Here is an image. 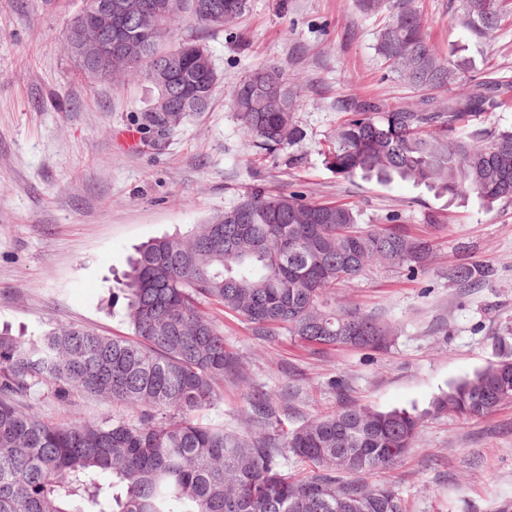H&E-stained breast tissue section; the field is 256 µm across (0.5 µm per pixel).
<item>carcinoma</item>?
<instances>
[{
    "mask_svg": "<svg viewBox=\"0 0 512 512\" xmlns=\"http://www.w3.org/2000/svg\"><path fill=\"white\" fill-rule=\"evenodd\" d=\"M485 2L461 0V6L477 33L491 39L512 0H497L490 18ZM188 3L197 22L212 29L247 8V0ZM360 6L369 16L388 13L376 51L400 80L417 88L444 89L455 78L470 85L437 112L369 99L346 105L325 157L330 170L384 185L411 181L489 206L511 201L512 128L487 135L479 119L512 105V84L473 75L464 58L442 59L415 0H360ZM171 21L159 17L146 32L112 15L109 64L80 58L74 19L67 48L90 79L122 71V57L136 54L134 73L152 82L153 56ZM189 44L196 53L171 80L185 111L204 112L219 75L203 68L205 48ZM265 78L279 85V96L256 89ZM296 98L286 74L264 66L237 86L232 106L255 147L270 154L287 150L300 134ZM161 108L155 97L138 113L140 130L150 133ZM358 224V211L347 204L255 190L191 234L137 250L124 287L111 297L113 304L125 301L134 338L76 326L39 336L1 330L0 512H406L392 484L370 478L397 464L419 437L422 414L414 407L342 406L287 432L281 444L269 434H231L193 419L219 399L220 381L240 374L208 306L247 323L260 338L284 329L320 351L388 348V324L354 306L332 305L327 290L377 262L418 273L431 262L432 245L397 224L369 230ZM486 276L474 265L452 272L463 284ZM75 393L134 406L141 421L60 425L37 410L46 395L66 403ZM511 402L512 350L435 396L427 413L469 419ZM250 408L255 418L275 414L266 397L251 399ZM284 450L305 465L302 473L282 469Z\"/></svg>",
    "mask_w": 512,
    "mask_h": 512,
    "instance_id": "obj_1",
    "label": "carcinoma"
}]
</instances>
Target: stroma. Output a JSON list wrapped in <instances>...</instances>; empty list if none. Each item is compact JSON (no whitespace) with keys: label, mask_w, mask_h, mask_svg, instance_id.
<instances>
[{"label":"stroma","mask_w":512,"mask_h":512,"mask_svg":"<svg viewBox=\"0 0 512 512\" xmlns=\"http://www.w3.org/2000/svg\"><path fill=\"white\" fill-rule=\"evenodd\" d=\"M441 55L470 58L477 75L512 83V19L492 40L471 29L457 0H416ZM84 0H0V327L35 336L58 325L128 336L117 288L134 248L221 214L255 188L296 192L311 202L349 204L363 228L400 224L433 241L425 271L386 265L338 286L337 302L391 323L385 352H317L279 331L257 338L226 313L216 318L238 354L242 378L224 380L221 397L198 412L203 423L245 434L300 427L347 402L378 410L425 408L429 400L498 358L512 344V202L488 208L477 198L448 203L406 182L344 178L324 154L341 102L372 99L411 106L425 91L388 73L375 51L379 20L357 0H248L223 29L202 28L190 12L171 25L167 44L193 39L209 52L220 82L211 107L190 113L164 147L121 130L151 98L140 77L88 82L66 49V30ZM275 65L298 88L299 142L282 158L259 156L230 107L235 84ZM477 264L484 280L451 276ZM343 389H336L335 380ZM263 393L276 412L250 416ZM57 423L107 416L136 420L135 409L73 395L44 398ZM375 481L391 483L407 512H512V403L480 418L426 417L413 447Z\"/></svg>","instance_id":"1"}]
</instances>
